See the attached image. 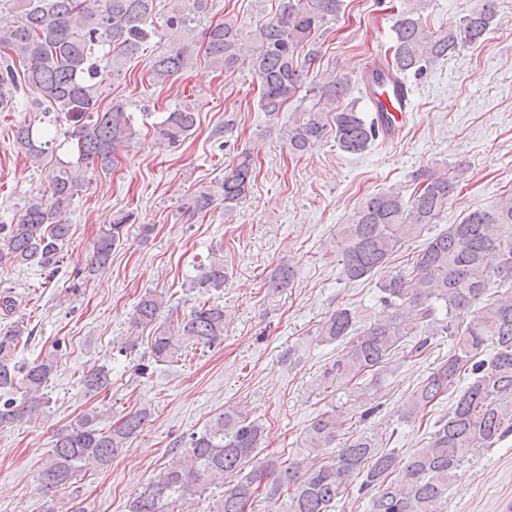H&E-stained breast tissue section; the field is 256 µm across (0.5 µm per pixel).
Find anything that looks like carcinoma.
Returning <instances> with one entry per match:
<instances>
[{
    "mask_svg": "<svg viewBox=\"0 0 512 512\" xmlns=\"http://www.w3.org/2000/svg\"><path fill=\"white\" fill-rule=\"evenodd\" d=\"M209 0H169L166 29L175 46L159 52L150 75L166 84L203 57L214 69L233 72L248 65L259 81L258 107L268 120L281 124L290 151L303 154L334 126L336 142L344 151L364 152L381 133L378 123L366 120L357 103L340 107L348 92L341 78L310 88L317 102L280 123L288 105L297 99L308 76L295 52L311 41L324 25L336 19L343 0H282L278 15L253 33V46L244 51L237 21L226 18L210 24L197 41L196 15L206 12ZM496 0H480L479 7L448 32L435 34L417 17L418 0H408L394 27L392 58L366 72L368 89L378 92L396 84L409 71L447 58L480 40L496 16ZM155 0H0V11L18 15V23L0 30V112L13 107L21 89L36 92L35 116L14 126L17 149L37 164L56 149L57 130L67 123L64 140L76 148L51 177V202L32 201L23 207L15 224L0 225V265H35L53 274L61 263L71 225L66 213L83 187L88 171H108L119 149L139 140L133 112L116 103L101 109L106 81L120 75L126 62L140 53L149 35ZM197 112L183 104L152 124V139L159 146H175L195 128ZM256 167L254 155H239L224 176L195 191L185 211L206 213L222 204L232 211L246 196ZM464 169L453 176L429 173L412 199L397 189L367 197L349 223L341 225L334 248L347 279L359 280L385 268L390 256L407 239L421 234L448 207V200ZM136 217L117 214L97 234L86 274L107 268L112 251L123 239L126 225ZM294 278L291 266L278 267L270 286L286 288ZM507 288L501 296L474 310L492 279ZM224 259L215 256L199 265L190 288L201 294L224 287ZM383 318L352 334L356 312L338 308L318 328L322 342L347 341L348 347L324 374L323 391L354 384L365 399L363 417L377 409L378 374L393 353L411 338L414 351L425 349L430 336L446 335L448 357L409 396L405 418L413 419L456 387L463 372L472 380L458 394L448 416L440 421L429 441L401 460L379 450L375 440L353 433L336 456L300 473L297 463L267 460L247 473L263 428L238 411L214 416L201 431L183 435L180 460L128 503V512H196L195 496L224 478L238 474L224 496L208 512H254L258 497L284 499L283 512H334L349 481L361 475L360 494L370 496L371 512H444L448 485L477 448H491L512 434V194L503 195L489 209L477 208L460 223L428 241L413 261L409 277L392 276L380 284ZM162 296L148 290L133 312V323L151 328L149 360L173 363L184 348H212L224 342V307L203 302L182 318L162 320ZM443 318H438V315ZM23 330L0 329V427L37 417L49 403L44 392L56 369L49 355L30 363L16 360ZM492 357L479 358L487 344ZM370 375L359 386L356 381ZM83 389L99 394L110 386L109 369L100 366L83 375ZM341 411L332 405L305 428L300 445L314 453L336 443L343 426ZM149 416L145 407L132 409L108 429L98 416L85 413L59 430L41 473L44 493L72 485L81 472L101 469L112 462Z\"/></svg>",
    "mask_w": 512,
    "mask_h": 512,
    "instance_id": "1",
    "label": "carcinoma"
}]
</instances>
